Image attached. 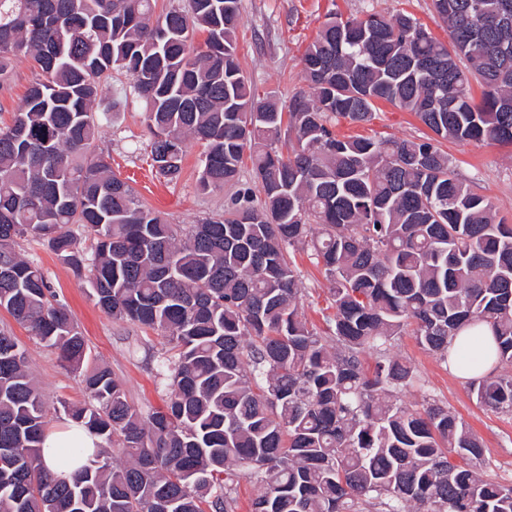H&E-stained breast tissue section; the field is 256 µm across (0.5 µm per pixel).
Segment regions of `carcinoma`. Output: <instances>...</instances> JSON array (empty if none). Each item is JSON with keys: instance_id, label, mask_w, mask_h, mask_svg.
I'll use <instances>...</instances> for the list:
<instances>
[{"instance_id": "cac0c4a2", "label": "carcinoma", "mask_w": 512, "mask_h": 512, "mask_svg": "<svg viewBox=\"0 0 512 512\" xmlns=\"http://www.w3.org/2000/svg\"><path fill=\"white\" fill-rule=\"evenodd\" d=\"M155 2L0 0V80L20 56L40 75L0 127V308L83 367L67 306L14 248L31 235L87 274L104 312L173 351L168 401L147 416L108 368L85 372L89 404L62 408L101 444L58 482L27 349L0 332V512H234L242 475L259 488L251 512H512V485L479 470L483 442L461 418L401 404L419 376L388 353L411 326L446 361L460 327L482 322L512 368V225L441 148L512 144V0H433L447 43L406 11H330L286 113L240 66L241 0ZM114 72L145 112L155 174L177 184L185 141L200 142V189L236 187L224 215L174 224L112 170L97 115L121 105L102 99ZM381 102L431 136L336 133ZM246 158L259 199L240 183ZM297 247L332 284L323 334L300 312ZM470 392L512 413V371Z\"/></svg>"}]
</instances>
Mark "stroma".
I'll list each match as a JSON object with an SVG mask.
<instances>
[{"instance_id": "35a3bbf8", "label": "stroma", "mask_w": 512, "mask_h": 512, "mask_svg": "<svg viewBox=\"0 0 512 512\" xmlns=\"http://www.w3.org/2000/svg\"><path fill=\"white\" fill-rule=\"evenodd\" d=\"M356 16L365 10L391 15L400 10L414 14L440 39L448 29L437 16L432 0H242V22L237 34L238 59L259 95L275 93L281 103L305 89L301 55L314 38L329 10ZM36 73L29 59L14 60L11 77L0 87V121L9 122L23 102ZM340 134L381 135L412 138L427 135V128L413 114L390 105L381 106L369 124H341ZM149 133L139 103L131 102L114 111L104 125L99 146L112 155V168L129 180L139 198L149 207L166 213L176 224H194L202 218L222 214L230 201L231 188L201 191L197 179L201 143L186 142L183 173L177 185L155 177L149 167ZM459 176L491 198L498 217L512 224V145L448 142ZM21 255L38 264L53 289L72 313L87 344V363L108 366L126 390L128 401L142 414L162 408L166 395L160 366L167 346L158 332L130 322L113 320L90 295L87 277L77 276L46 244L32 236L19 239ZM303 289L301 312L318 329H325L333 315L331 284L308 250L293 253ZM0 331L12 334L28 351V371L44 399L48 427L65 420L62 402L82 404L87 400L82 376L62 366L54 350L44 346L6 310L0 309ZM393 355L409 360L420 382L402 395L405 405L422 409L434 399L448 406L482 439L485 454L481 464L486 476L512 483V415L479 405L471 396L466 379L456 376L449 362L423 349L411 334L398 337Z\"/></svg>"}]
</instances>
